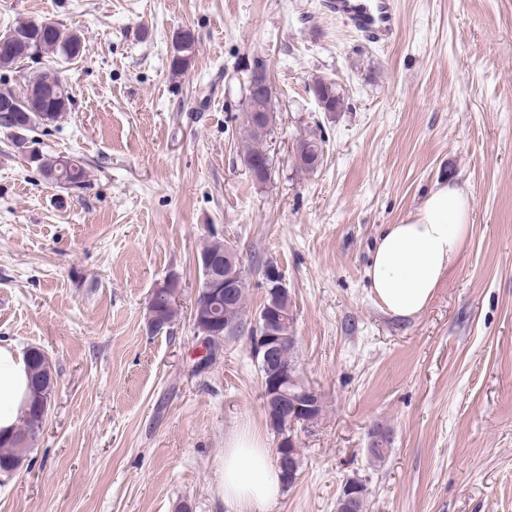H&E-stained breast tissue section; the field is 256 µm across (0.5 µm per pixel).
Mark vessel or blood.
Listing matches in <instances>:
<instances>
[{"mask_svg": "<svg viewBox=\"0 0 512 512\" xmlns=\"http://www.w3.org/2000/svg\"><path fill=\"white\" fill-rule=\"evenodd\" d=\"M325 8L373 44H388L397 34L394 0H325Z\"/></svg>", "mask_w": 512, "mask_h": 512, "instance_id": "vessel-or-blood-1", "label": "vessel or blood"}]
</instances>
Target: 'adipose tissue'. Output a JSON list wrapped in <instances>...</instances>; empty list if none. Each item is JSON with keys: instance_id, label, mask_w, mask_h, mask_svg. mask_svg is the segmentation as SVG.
<instances>
[{"instance_id": "ef3b65f1", "label": "adipose tissue", "mask_w": 512, "mask_h": 512, "mask_svg": "<svg viewBox=\"0 0 512 512\" xmlns=\"http://www.w3.org/2000/svg\"><path fill=\"white\" fill-rule=\"evenodd\" d=\"M468 194L454 184L436 186L416 214L387 225L369 259V287L388 313L408 318L428 305L443 272L458 260L469 234ZM25 356L0 344V435H11L27 408ZM283 488L281 473L262 434L244 428L227 441L218 493L234 512H264Z\"/></svg>"}]
</instances>
